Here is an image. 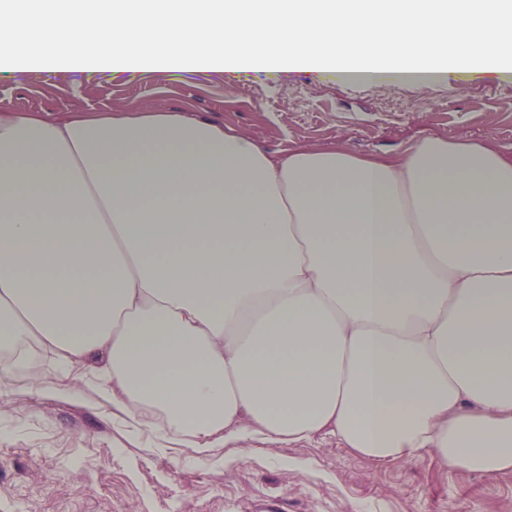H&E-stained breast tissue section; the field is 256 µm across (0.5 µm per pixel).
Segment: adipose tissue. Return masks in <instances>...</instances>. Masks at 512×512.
<instances>
[{
  "label": "adipose tissue",
  "mask_w": 512,
  "mask_h": 512,
  "mask_svg": "<svg viewBox=\"0 0 512 512\" xmlns=\"http://www.w3.org/2000/svg\"><path fill=\"white\" fill-rule=\"evenodd\" d=\"M154 35L135 51V34ZM0 62L512 72V0H0ZM200 453L329 435L512 470V154L271 151L187 111H0V350Z\"/></svg>",
  "instance_id": "1"
}]
</instances>
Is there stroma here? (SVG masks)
<instances>
[{"mask_svg":"<svg viewBox=\"0 0 512 512\" xmlns=\"http://www.w3.org/2000/svg\"><path fill=\"white\" fill-rule=\"evenodd\" d=\"M189 110L272 151L386 154L423 135L512 152V78L453 66L434 82L340 83L301 65L115 74L0 65V106ZM0 512H512V471L449 473L433 453L373 461L330 436L251 435L200 454L132 432L110 398L47 357L0 369Z\"/></svg>","mask_w":512,"mask_h":512,"instance_id":"stroma-1","label":"stroma"}]
</instances>
